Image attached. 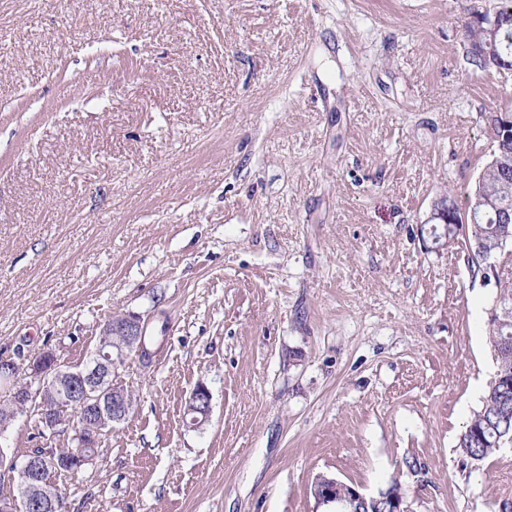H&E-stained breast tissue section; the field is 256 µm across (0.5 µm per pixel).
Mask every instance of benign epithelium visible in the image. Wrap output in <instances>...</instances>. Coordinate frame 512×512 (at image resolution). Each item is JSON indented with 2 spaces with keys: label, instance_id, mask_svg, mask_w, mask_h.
Segmentation results:
<instances>
[{
  "label": "benign epithelium",
  "instance_id": "7a95c632",
  "mask_svg": "<svg viewBox=\"0 0 512 512\" xmlns=\"http://www.w3.org/2000/svg\"><path fill=\"white\" fill-rule=\"evenodd\" d=\"M472 23L483 35V40L475 44V49L488 59L489 66L500 71H512V61L502 59L495 51L497 32L504 20L500 19L496 12L491 15L483 13L475 16ZM468 207L472 223L490 211L493 212L496 223H512V212L478 190L473 192ZM144 336L145 327L140 318L122 316L103 325L91 363L82 370L74 371L58 365L49 372L36 360L24 368L13 361L0 362V387L15 405L13 409L0 411V435L16 420L18 410L36 402L42 406L44 429L55 433L57 427L62 424L57 391L64 383L71 384L77 381L79 385L75 392L82 407V430L91 433L95 444H102L101 435L110 433L114 424L124 420L129 400L135 399V396H127L126 391L112 383V372L123 363L126 353H140L145 346ZM20 371L36 379L37 385H31L28 380L18 382ZM189 401L196 405L197 412V415L191 417V425L199 427L207 421L210 414V391L201 385L191 394ZM56 452L55 448L42 449L37 457L27 463V471L39 474L55 466ZM54 488L55 485L51 481H42L36 477L28 476L22 483L23 494L27 498L46 504L52 509L57 508ZM313 496L318 505L333 507L336 512H349V509L354 507L358 508V512H370V507L375 504V499L362 493L358 487L324 475L318 476L313 482Z\"/></svg>",
  "mask_w": 512,
  "mask_h": 512
}]
</instances>
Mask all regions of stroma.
<instances>
[{"label": "stroma", "mask_w": 512, "mask_h": 512, "mask_svg": "<svg viewBox=\"0 0 512 512\" xmlns=\"http://www.w3.org/2000/svg\"><path fill=\"white\" fill-rule=\"evenodd\" d=\"M498 3L0 0V359L79 364L117 313L156 349L69 512H323L320 475L512 500V449L456 452L512 254L486 281L423 229L512 112L464 53ZM189 401L196 405L197 403H200V406H196V412L201 416H192L191 417V425L195 427H199L203 425L210 414V408H211V396L210 391L208 388L204 385H200L195 391L191 394V398H189Z\"/></svg>", "instance_id": "35a3bbf8"}]
</instances>
